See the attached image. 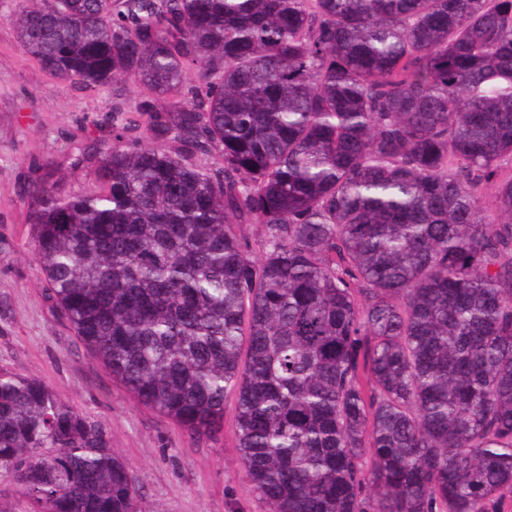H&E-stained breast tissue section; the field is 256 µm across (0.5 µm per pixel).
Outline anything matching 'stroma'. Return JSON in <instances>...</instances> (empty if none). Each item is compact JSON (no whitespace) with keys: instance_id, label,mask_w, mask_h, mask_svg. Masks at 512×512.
Segmentation results:
<instances>
[{"instance_id":"35a3bbf8","label":"stroma","mask_w":512,"mask_h":512,"mask_svg":"<svg viewBox=\"0 0 512 512\" xmlns=\"http://www.w3.org/2000/svg\"><path fill=\"white\" fill-rule=\"evenodd\" d=\"M21 4L0 0V367L40 380L104 423L140 487L142 512H266L241 466L234 399L224 403L218 434L191 435L139 404L45 295L25 185L49 162L68 192L98 190L86 153L112 135V89L58 88L19 42L11 17Z\"/></svg>"}]
</instances>
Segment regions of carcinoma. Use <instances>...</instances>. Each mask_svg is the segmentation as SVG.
I'll list each match as a JSON object with an SVG mask.
<instances>
[{
	"instance_id": "carcinoma-1",
	"label": "carcinoma",
	"mask_w": 512,
	"mask_h": 512,
	"mask_svg": "<svg viewBox=\"0 0 512 512\" xmlns=\"http://www.w3.org/2000/svg\"><path fill=\"white\" fill-rule=\"evenodd\" d=\"M13 23L58 85L112 86L100 191L46 164L24 194L48 298L138 403L211 436L234 396L267 512H505L512 0H28ZM0 469L35 512H141L104 424L4 369Z\"/></svg>"
}]
</instances>
